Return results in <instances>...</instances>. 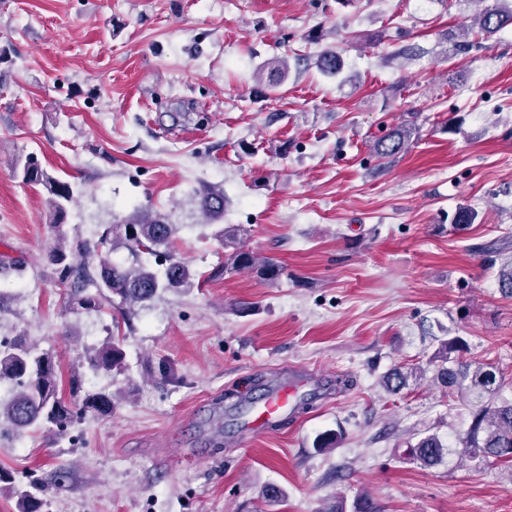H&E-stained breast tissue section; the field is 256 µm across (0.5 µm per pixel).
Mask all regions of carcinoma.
I'll return each mask as SVG.
<instances>
[{
  "label": "carcinoma",
  "instance_id": "1",
  "mask_svg": "<svg viewBox=\"0 0 512 512\" xmlns=\"http://www.w3.org/2000/svg\"><path fill=\"white\" fill-rule=\"evenodd\" d=\"M512 25V0H496L475 18L478 34L489 39L505 27ZM316 66L325 74L336 76L342 72L343 61L332 51L323 53ZM288 75L287 63L274 58L269 61L259 76L267 85L276 87ZM413 128L399 125L374 144V153L381 159L392 158L405 151L409 145ZM26 182L44 185L50 194L49 205L53 210V228L57 244L50 255L56 266L58 280L72 288L71 301L86 310H97L103 302L119 299L117 307L130 314L136 304H145L167 289L187 288L193 285L195 274L184 261L170 252L174 228L166 215L143 212L118 225L122 229L119 237L132 252L142 249L155 256H163L166 267L158 275L142 264H115L104 259L95 269H90L85 257L93 252H103L110 242L108 235L97 241H85L74 248L68 247L62 226L67 207L73 202L71 186L47 175L39 165L26 161L22 169ZM200 207L212 219L224 217V191L204 187L199 190ZM232 252L224 255V270L257 273L260 277L276 281L284 273V267L271 258H265L253 250L236 243L237 234L229 235ZM464 348L459 337L446 340L437 357L440 364L435 372L436 380L448 389V394L459 395L465 391L475 392L486 398L484 405L471 413V422L462 438L461 455L469 458L478 467L491 459L512 460V400L501 397L503 379L500 370L490 362L463 361L452 358L451 353ZM88 366L94 370L121 373L126 369L124 343L112 336L100 347L86 356ZM423 370L419 366L401 367L382 378L381 386L388 393L403 389L410 378H418ZM0 380L11 382L16 387L12 399L0 404V416L10 422L17 431L28 429H50L64 434L68 427L87 412L105 415L115 407L116 394L105 391L85 393L80 399L67 402L59 395L55 363L47 353H39L32 346L15 339L0 340ZM411 456L421 463L432 466L440 463L448 454V448L436 434H428L410 446ZM19 503V512H41L42 499L38 493L43 488L35 482L24 486H11ZM332 512H381L378 502L368 496H357L346 510L344 501L336 504Z\"/></svg>",
  "mask_w": 512,
  "mask_h": 512
}]
</instances>
